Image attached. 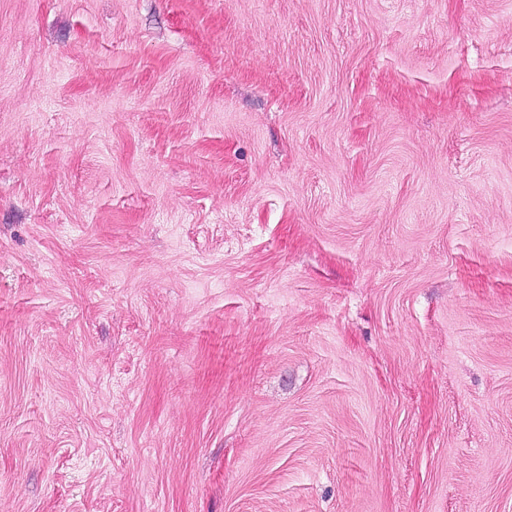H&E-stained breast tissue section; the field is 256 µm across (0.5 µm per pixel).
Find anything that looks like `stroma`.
I'll return each mask as SVG.
<instances>
[{"instance_id": "35a3bbf8", "label": "stroma", "mask_w": 512, "mask_h": 512, "mask_svg": "<svg viewBox=\"0 0 512 512\" xmlns=\"http://www.w3.org/2000/svg\"><path fill=\"white\" fill-rule=\"evenodd\" d=\"M0 512H512V0H0Z\"/></svg>"}]
</instances>
